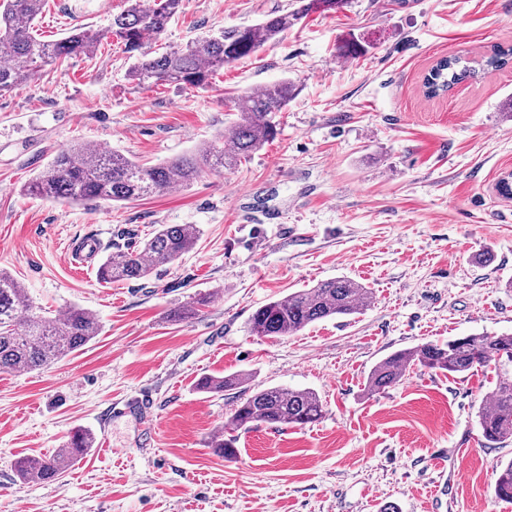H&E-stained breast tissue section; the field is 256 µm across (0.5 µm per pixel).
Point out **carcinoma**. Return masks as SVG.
Here are the masks:
<instances>
[{"mask_svg":"<svg viewBox=\"0 0 512 512\" xmlns=\"http://www.w3.org/2000/svg\"><path fill=\"white\" fill-rule=\"evenodd\" d=\"M44 2L0 0V59H5V63H0V92L28 82L43 66L88 55L100 40L112 36L135 59L130 77L137 86L169 83L203 88L209 85L215 71L276 41L304 14L334 10L342 0H308L294 13L273 15L247 27L226 28L217 36L156 56L145 50V38L161 35L183 0H128L127 9L112 17L107 30L75 29L55 41L42 40L33 33L34 21ZM511 61L512 47H498L484 57L482 65L498 68ZM474 75L470 62L446 57L432 66L423 87L427 95L435 97ZM295 91L293 84L281 81L249 92L234 102L237 120L217 140L158 166H142L115 152L71 146L56 154L47 172L29 186V192L46 200L72 204L96 199L130 202L170 187H187L199 176L200 164L222 170L249 158L274 140L279 133L275 114L287 105ZM198 235L199 230L192 224H161L143 244L112 252L98 273L106 282L147 279L155 269L189 253ZM371 302V289L355 280H323L257 308L249 318V328L256 336H290L321 320L358 314ZM22 308L28 311L23 322L18 318ZM100 331L98 316L86 308L71 306L55 317L38 315L20 282L0 270V370L28 371L49 366L81 350ZM414 366L455 375L490 368L500 375L512 374V334L482 332L445 344L426 342L397 351L372 368L366 379V394L373 396L397 385ZM248 381L246 374L205 377L197 387L219 393L241 388ZM323 413L322 399L314 391L258 389L234 408L224 428L212 440L211 448L216 455L231 459L236 455L237 437L227 438L226 433L250 423L304 426L318 421ZM477 418L486 441L499 443L512 438V380L498 381L488 404H480ZM94 442L90 432L78 429L65 447L50 455L18 458L16 472L23 480H54L87 454ZM494 495L502 502L512 503V460L501 466Z\"/></svg>","mask_w":512,"mask_h":512,"instance_id":"carcinoma-1","label":"carcinoma"}]
</instances>
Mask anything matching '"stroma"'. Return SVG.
I'll use <instances>...</instances> for the list:
<instances>
[{
	"label": "stroma",
	"instance_id": "obj_1",
	"mask_svg": "<svg viewBox=\"0 0 512 512\" xmlns=\"http://www.w3.org/2000/svg\"><path fill=\"white\" fill-rule=\"evenodd\" d=\"M300 6L183 0L147 44L178 47ZM126 7L45 0L36 30L57 40L104 29ZM353 36L368 53L340 55ZM510 45L512 0H344L203 90L138 87L110 39L0 94V269L43 316L76 305L101 322L54 365L0 372V512H512L494 497L512 439L486 446L475 418L492 374L416 367L384 393L364 391L396 351L512 333V202L496 190L512 178V63L438 97L422 88L440 58ZM283 79L297 92L276 139L247 162L131 202L60 205L25 191L72 145L148 165L187 154L230 126L231 97ZM161 224L195 225L198 241L142 281L103 282L66 252L94 236L104 258L122 230L142 241ZM336 277L370 288L371 306L291 336L250 332L258 307ZM201 295L198 315L173 319ZM240 373L255 389L315 391L323 418L254 423L235 458L213 454L244 393L196 384ZM77 428L95 437L80 462L53 481L17 477V458L52 453Z\"/></svg>",
	"mask_w": 512,
	"mask_h": 512
}]
</instances>
